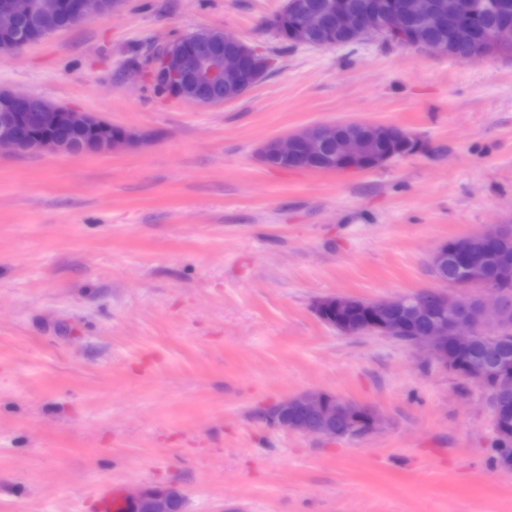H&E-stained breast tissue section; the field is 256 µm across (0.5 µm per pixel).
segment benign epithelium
I'll use <instances>...</instances> for the list:
<instances>
[{"label": "benign epithelium", "mask_w": 512, "mask_h": 512, "mask_svg": "<svg viewBox=\"0 0 512 512\" xmlns=\"http://www.w3.org/2000/svg\"><path fill=\"white\" fill-rule=\"evenodd\" d=\"M125 0H58L61 18L53 32L72 28L93 17H109ZM42 0H0V42L16 52L35 42L30 27L41 15ZM290 28V40L297 45L327 48L339 36L368 41L384 33L404 45L414 40L413 23L448 30V40L420 42L428 55L445 56L457 43L476 46L470 58H488L491 52L512 48V21L484 25L475 19L470 0H448L437 7L431 0H364L358 10L345 0H322L308 5L287 0L280 14ZM160 57L150 74L159 96L193 103L200 107L221 105L248 93L264 76L257 51L237 37L219 30L215 39L194 37L170 39L159 44ZM374 130L382 139L390 137L389 126L366 121L315 125L273 138L257 150V161L269 168L313 171H369L400 158L396 152H374L366 131ZM138 135L112 125L95 113L79 112L30 94L0 92V150L15 154L107 153L132 146ZM454 254L458 269L468 283L477 282L492 296L481 297L475 311L450 291L443 275L448 254ZM436 263L435 279L441 289L427 290L426 299L415 304L417 312L430 319L422 332L411 337L407 348L437 360L453 375L464 370L455 353H463L478 338L479 331L497 326L506 302L499 289L484 283L480 264L467 248L443 244L431 254ZM411 302L410 296L386 301H365L375 319L358 328H344V336L400 335L388 317ZM274 429L336 438L335 425L347 424L356 438L372 433L381 425L379 414L370 406L342 399L328 392H311L287 397L263 413ZM179 495L173 491H142L131 499L137 512H173Z\"/></svg>", "instance_id": "1"}]
</instances>
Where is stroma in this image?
<instances>
[{"label": "stroma", "instance_id": "1", "mask_svg": "<svg viewBox=\"0 0 512 512\" xmlns=\"http://www.w3.org/2000/svg\"><path fill=\"white\" fill-rule=\"evenodd\" d=\"M284 3L126 0L0 55V89L141 137L0 156V512H91L107 481L175 491L180 512H512L483 389L314 311L436 287V247L512 225V57L287 49L268 28ZM200 28L270 57L243 98H163L138 71L150 42ZM352 120L422 149L367 172L255 159ZM313 390L384 423L335 440L265 423Z\"/></svg>", "mask_w": 512, "mask_h": 512}]
</instances>
